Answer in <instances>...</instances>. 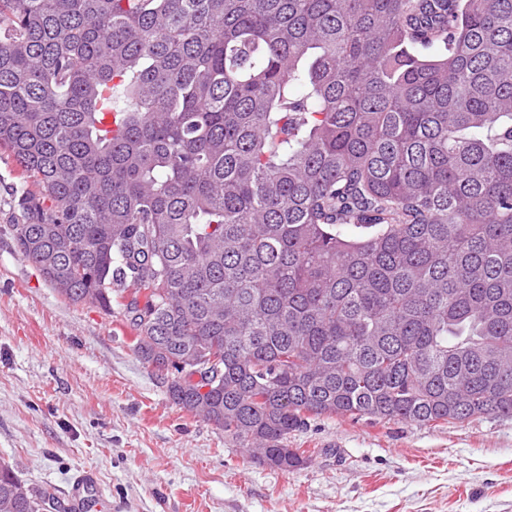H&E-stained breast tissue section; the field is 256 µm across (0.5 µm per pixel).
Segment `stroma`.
<instances>
[{
	"instance_id": "1",
	"label": "stroma",
	"mask_w": 512,
	"mask_h": 512,
	"mask_svg": "<svg viewBox=\"0 0 512 512\" xmlns=\"http://www.w3.org/2000/svg\"><path fill=\"white\" fill-rule=\"evenodd\" d=\"M21 170L0 151V462L67 501L92 472L104 512H512V419L413 423L323 416L283 472L175 405L133 350L120 307L63 298L9 226Z\"/></svg>"
}]
</instances>
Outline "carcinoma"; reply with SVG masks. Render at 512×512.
<instances>
[{
	"instance_id": "1",
	"label": "carcinoma",
	"mask_w": 512,
	"mask_h": 512,
	"mask_svg": "<svg viewBox=\"0 0 512 512\" xmlns=\"http://www.w3.org/2000/svg\"><path fill=\"white\" fill-rule=\"evenodd\" d=\"M0 149L20 253L259 462L512 418V0H0Z\"/></svg>"
}]
</instances>
